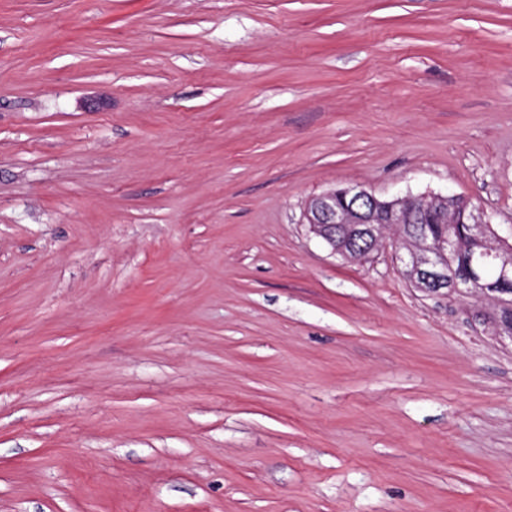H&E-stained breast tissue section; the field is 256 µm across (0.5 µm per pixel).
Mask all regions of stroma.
Wrapping results in <instances>:
<instances>
[{
	"instance_id": "35a3bbf8",
	"label": "stroma",
	"mask_w": 512,
	"mask_h": 512,
	"mask_svg": "<svg viewBox=\"0 0 512 512\" xmlns=\"http://www.w3.org/2000/svg\"><path fill=\"white\" fill-rule=\"evenodd\" d=\"M355 185L512 225V0H0V512H512V343Z\"/></svg>"
}]
</instances>
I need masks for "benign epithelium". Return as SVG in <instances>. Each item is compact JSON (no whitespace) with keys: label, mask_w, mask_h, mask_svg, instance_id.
<instances>
[{"label":"benign epithelium","mask_w":512,"mask_h":512,"mask_svg":"<svg viewBox=\"0 0 512 512\" xmlns=\"http://www.w3.org/2000/svg\"><path fill=\"white\" fill-rule=\"evenodd\" d=\"M450 196L430 193L422 196L381 198L361 187H345L324 192L310 200L303 212L304 223L331 253L359 256L363 244L378 249L384 231L397 224H413L410 237L401 238L407 253L399 257L409 283L427 294L466 297L479 289L494 309L477 319L491 328L492 335L512 341V253L502 245L512 238V229L486 237L490 217L474 207L462 233L477 249L467 255L457 252L451 236H437L430 225L448 223Z\"/></svg>","instance_id":"benign-epithelium-1"}]
</instances>
